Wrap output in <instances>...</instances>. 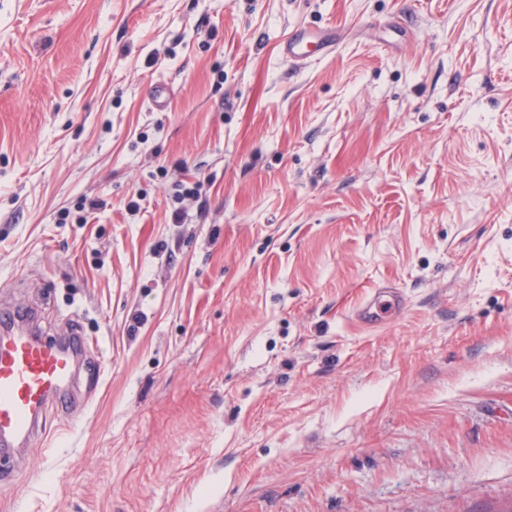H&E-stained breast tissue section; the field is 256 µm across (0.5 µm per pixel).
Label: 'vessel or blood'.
Segmentation results:
<instances>
[{
	"instance_id": "obj_1",
	"label": "vessel or blood",
	"mask_w": 512,
	"mask_h": 512,
	"mask_svg": "<svg viewBox=\"0 0 512 512\" xmlns=\"http://www.w3.org/2000/svg\"><path fill=\"white\" fill-rule=\"evenodd\" d=\"M336 43L333 29H291L280 45L287 60L300 63L326 55ZM74 361L68 350L23 331L0 334V449L31 445L46 427L52 400L72 386Z\"/></svg>"
}]
</instances>
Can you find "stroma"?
<instances>
[{"instance_id": "stroma-1", "label": "stroma", "mask_w": 512, "mask_h": 512, "mask_svg": "<svg viewBox=\"0 0 512 512\" xmlns=\"http://www.w3.org/2000/svg\"><path fill=\"white\" fill-rule=\"evenodd\" d=\"M10 306L94 344L0 512H502L512 0H0ZM335 44L336 31L331 28L294 27L280 44V53L287 60L300 63L315 54H329Z\"/></svg>"}]
</instances>
